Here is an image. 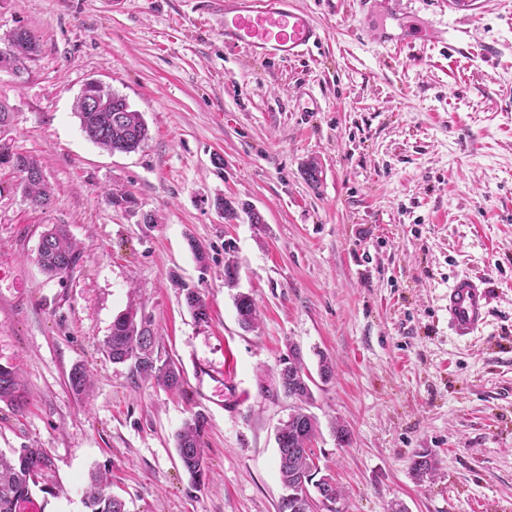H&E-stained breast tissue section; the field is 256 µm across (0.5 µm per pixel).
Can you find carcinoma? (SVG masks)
<instances>
[{
  "label": "carcinoma",
  "instance_id": "1",
  "mask_svg": "<svg viewBox=\"0 0 512 512\" xmlns=\"http://www.w3.org/2000/svg\"><path fill=\"white\" fill-rule=\"evenodd\" d=\"M39 52L36 36L23 26L13 29L0 39V70L20 76L26 70V62ZM98 104V110L89 111L87 99ZM126 98L107 88L102 83L87 82L76 100L75 111L81 130L86 137L101 148L112 153H129L137 150L148 137V129L141 113L129 109ZM7 165L18 174V187L31 205L44 208L50 204V190L45 183L37 159L21 154H11L0 147V166ZM108 204L128 211L137 208L136 199L128 192L115 188L107 193ZM44 248L39 263L44 271L61 275L73 270L81 259L77 243L67 230L54 225L42 236ZM185 303L194 317L205 322L209 318L206 301L196 289H188ZM235 307L240 325L246 329L258 321V310L254 300L241 295L235 298ZM103 350L114 363L134 361L137 371L154 378L166 387L180 385V372L169 363L158 364L153 355V336L148 324L138 316L137 308L130 306L119 314L112 323V330L104 341ZM283 394L296 401L294 414L282 423L276 432L279 449V475L288 494L281 497L278 512H303L297 507L298 499L290 494L301 486V481L318 471L314 453L306 451L318 431L317 420L306 413V406L313 401L309 385L311 379L304 372L301 352L298 347H289L288 364L279 377ZM69 386L77 395L85 394L90 387L87 371L74 367L69 373ZM0 402L16 410L26 405L20 376L10 367H0ZM206 418L195 413L186 419L176 433V448L183 470L193 485L203 484L205 474L204 431ZM52 469V461L40 448H23L13 457L0 453V512H20L21 505L30 501L33 488L45 493L52 492L42 480ZM413 470L420 478L435 472V462L427 452H419L413 463ZM110 479L107 473L94 471L84 492V503L90 512H126L122 499L109 491Z\"/></svg>",
  "mask_w": 512,
  "mask_h": 512
}]
</instances>
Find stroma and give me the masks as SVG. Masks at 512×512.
<instances>
[{"mask_svg":"<svg viewBox=\"0 0 512 512\" xmlns=\"http://www.w3.org/2000/svg\"><path fill=\"white\" fill-rule=\"evenodd\" d=\"M295 4L322 27L319 48L260 62L225 46L208 0H0V37L22 25L40 43L22 76L0 71L12 108L0 143L40 160L53 191L33 208L0 167V365L27 399L20 412L0 403V452L50 456L34 512H87L95 468L111 470L127 512H278L275 432L291 410L278 371L292 344L310 373L323 356L334 367L309 411L340 512H512V0L461 13L407 0L444 35L420 50L379 45L385 18L356 0ZM92 78L142 114L136 152L82 132L74 99ZM115 187L137 211L106 202ZM219 196L262 223L225 219ZM55 224L83 254L64 275L37 258ZM462 274L491 288L466 340L445 299ZM188 288L208 322L186 308ZM239 293L258 306L253 330L238 323ZM130 306L180 387L105 355ZM77 365L92 380L82 396L68 385ZM196 412L198 487L174 441ZM422 450L436 471L419 479Z\"/></svg>","mask_w":512,"mask_h":512,"instance_id":"35a3bbf8","label":"stroma"}]
</instances>
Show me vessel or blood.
I'll list each match as a JSON object with an SVG mask.
<instances>
[{"label":"vessel or blood","instance_id":"1","mask_svg":"<svg viewBox=\"0 0 512 512\" xmlns=\"http://www.w3.org/2000/svg\"><path fill=\"white\" fill-rule=\"evenodd\" d=\"M379 4L395 25L394 32L379 35L380 43L410 47L435 39L433 29L408 22L397 0H379ZM223 28L225 46L245 47L259 61L297 58L322 41L319 26L294 0H224ZM488 301L489 291L482 282L467 275L454 280L448 290V321L455 336L478 332L486 321Z\"/></svg>","mask_w":512,"mask_h":512}]
</instances>
